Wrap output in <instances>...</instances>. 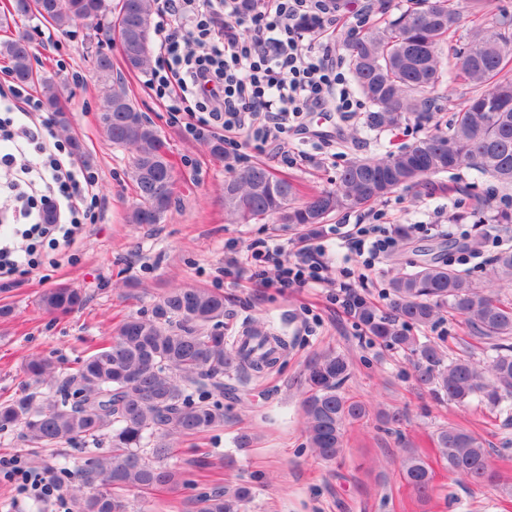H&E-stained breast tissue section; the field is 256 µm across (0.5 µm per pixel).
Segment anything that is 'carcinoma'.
Returning a JSON list of instances; mask_svg holds the SVG:
<instances>
[{
  "label": "carcinoma",
  "mask_w": 512,
  "mask_h": 512,
  "mask_svg": "<svg viewBox=\"0 0 512 512\" xmlns=\"http://www.w3.org/2000/svg\"><path fill=\"white\" fill-rule=\"evenodd\" d=\"M46 22L68 33L86 21L113 15L108 38L119 43L122 60L144 71L150 55L134 54L135 44L152 48L155 0H47ZM454 0H415L384 25L361 35L348 34L352 77L372 110L366 127L392 130L414 120L425 126L442 110L438 87L455 71L470 96L441 127L398 151L379 158H355L336 176L330 189L312 190L296 202L298 190L286 176L254 164L224 179V212L234 224L265 219L285 228L314 232L339 212L357 210L399 188L427 186V178L463 166L496 184L512 187V98L494 108L499 90L512 87L505 70L512 63V16L495 25L472 26L450 57L442 50L461 27ZM0 56L11 64L13 79L36 83L47 105L60 90L51 76L32 66L33 46L18 37L0 42ZM100 130L113 145L133 151L130 171L139 202L128 213L131 224H159L168 212L176 186L174 168L156 127L138 110L120 80L104 92ZM496 282L512 287V249L492 261ZM391 311L381 313L359 302L355 316L372 340L411 356L415 381L432 392L464 403L476 398L501 410L512 406V305L488 293L470 275L435 259L399 270L389 280ZM77 290L60 286L45 292L40 304L66 313L82 305ZM469 329L492 342L495 355L485 362L471 356L449 357L431 340L412 333L431 324L443 308ZM224 297L183 287L166 293L144 317H131L104 336L69 372L46 357L25 364L28 390L0 400V432L18 431L37 450L59 452L75 441L85 446L84 463L71 471L57 462L56 472L70 476L67 490L75 512H129L125 491L174 490L177 472L164 465L174 440L224 425V375L261 376L273 358H255L240 340L228 343L219 331ZM245 336L262 343L274 333L263 322L246 327ZM350 362L328 351L312 359L304 374L303 423L309 448L323 460L336 458L349 424L362 420L366 405L342 393ZM439 457L466 482L490 480L485 440L465 429L443 425L435 433ZM406 482L421 498L433 491L427 462L410 454L403 462ZM252 486L206 488L198 495L199 512H242Z\"/></svg>",
  "instance_id": "obj_1"
}]
</instances>
